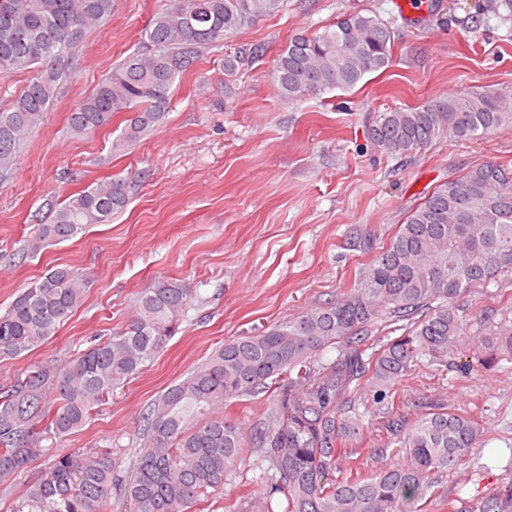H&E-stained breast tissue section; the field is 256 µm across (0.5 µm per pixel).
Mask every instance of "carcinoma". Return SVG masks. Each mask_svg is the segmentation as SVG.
<instances>
[{"label":"carcinoma","mask_w":512,"mask_h":512,"mask_svg":"<svg viewBox=\"0 0 512 512\" xmlns=\"http://www.w3.org/2000/svg\"><path fill=\"white\" fill-rule=\"evenodd\" d=\"M284 0H167L141 30L140 50L69 113L68 131L89 135L128 112L112 152L139 142L169 111L171 90L202 50L275 15ZM114 0H0V72L34 75L0 111V180L14 171L23 145L42 123L56 86L72 72V51L87 29L112 16ZM478 14L512 18V0H482ZM395 31L378 16L351 13L321 31L294 35L273 62L278 96L291 103L346 90L392 65ZM259 50L224 55L234 72ZM512 124V89L470 90L371 117V143L406 155L443 137L472 140ZM128 202L126 183L111 178L52 205L30 248L68 240L89 224H106ZM512 274V172L496 162L472 167L434 187L412 207L388 245L350 288L300 315L216 348L149 407L133 464L109 451L55 455L28 473L42 442L81 429L92 410L142 372L194 309L198 289L162 278L143 289L127 323L56 366H36L0 393V487L29 478L8 512H204L224 499V480L245 449L265 468L251 512H422L433 476L480 450L478 421L444 403L396 397L428 356L452 357L467 374L512 357V325L479 336L484 356L466 360L465 291ZM86 279L59 266L20 291L0 313V357L28 354L52 338L81 305ZM391 337L383 340L377 332ZM373 384L378 440L366 461L397 459L363 477H332L351 457L346 439L362 429L355 394ZM55 398L50 400L48 392ZM266 398L250 427L224 416L242 399ZM473 512H512V493Z\"/></svg>","instance_id":"carcinoma-1"}]
</instances>
